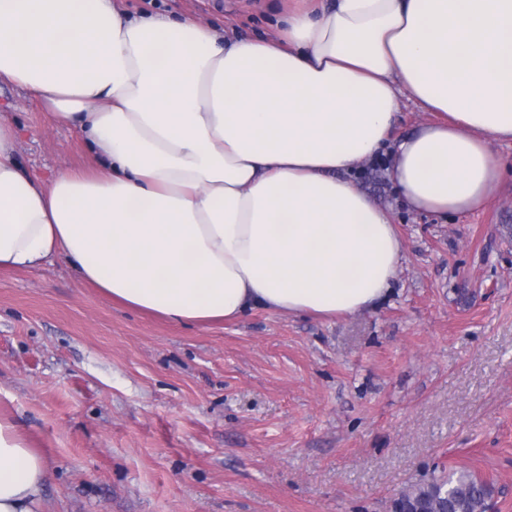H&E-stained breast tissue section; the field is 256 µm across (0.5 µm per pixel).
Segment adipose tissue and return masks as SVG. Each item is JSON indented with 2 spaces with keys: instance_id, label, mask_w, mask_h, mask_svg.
<instances>
[{
  "instance_id": "adipose-tissue-1",
  "label": "adipose tissue",
  "mask_w": 512,
  "mask_h": 512,
  "mask_svg": "<svg viewBox=\"0 0 512 512\" xmlns=\"http://www.w3.org/2000/svg\"><path fill=\"white\" fill-rule=\"evenodd\" d=\"M93 156L22 171L0 114V271L64 257L177 323L374 308L403 255L352 174L382 154L405 203L487 206L512 141V0H313L263 40L122 0H0V80ZM434 119L396 132L401 97ZM47 463L0 419V512H43Z\"/></svg>"
}]
</instances>
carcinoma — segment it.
Here are the masks:
<instances>
[{
    "label": "carcinoma",
    "instance_id": "obj_1",
    "mask_svg": "<svg viewBox=\"0 0 512 512\" xmlns=\"http://www.w3.org/2000/svg\"><path fill=\"white\" fill-rule=\"evenodd\" d=\"M491 496L490 485L474 474L435 468L399 493L391 512H488Z\"/></svg>",
    "mask_w": 512,
    "mask_h": 512
}]
</instances>
